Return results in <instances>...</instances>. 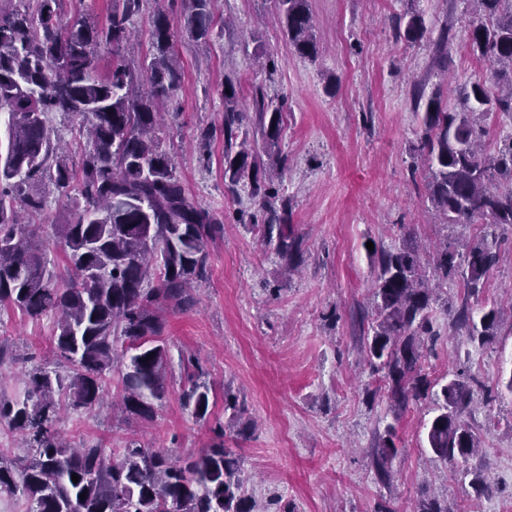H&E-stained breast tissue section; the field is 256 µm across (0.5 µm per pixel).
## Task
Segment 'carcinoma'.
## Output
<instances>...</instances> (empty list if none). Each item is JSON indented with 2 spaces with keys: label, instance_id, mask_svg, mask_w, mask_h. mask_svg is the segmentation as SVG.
Here are the masks:
<instances>
[{
  "label": "carcinoma",
  "instance_id": "obj_1",
  "mask_svg": "<svg viewBox=\"0 0 512 512\" xmlns=\"http://www.w3.org/2000/svg\"><path fill=\"white\" fill-rule=\"evenodd\" d=\"M19 2L0 5V310L33 320L53 317L54 354L70 371L36 363L25 375L23 396H0V425L19 434L30 451L24 462L0 452V495L24 502L25 512H268L247 493L240 455L226 446L251 426L234 397H226L234 425L184 458L136 441L108 455L97 444L72 448L55 429L62 406L76 413L98 406L114 374L122 412L143 422L155 419L174 383L167 314L195 304L193 284L208 279V245L224 225L190 198L155 133L161 107L183 83L174 43L180 35L208 43L217 0H184L178 16L154 11L141 91L118 59L98 76L97 49L118 50L129 40L130 21L144 0H118L104 27L88 20L62 25L60 0ZM464 2L475 5L470 50L492 69L463 87L458 109L444 105L438 89L427 98L417 90L425 112L415 151L427 166L426 197L442 223L482 224L484 231L463 253L452 242L428 259L411 242L379 253L364 353L383 373L389 399L404 408L431 386L422 359L440 336L431 315L433 282L461 276L465 297L455 323L479 341L494 335L500 319L493 305L475 317L469 299L482 292L495 265L497 229H512V137L492 157L481 149L485 118L512 112V0ZM277 10L295 52L315 58L308 0H277ZM405 16L396 21L398 38L411 44L430 38L422 14ZM433 45L435 63L448 71V30ZM223 100L224 183L232 190L250 184L265 213L262 244L290 271L299 265L302 241L288 210L276 207L273 188V172L283 167L282 106L260 102L261 142L244 138L236 150L246 113L239 108V85L230 79ZM57 114L77 120L66 147L51 126ZM52 193L71 208L69 221L58 225L65 279L40 241V225L20 222L22 213L41 216ZM179 367L183 407L197 420L208 419V373L192 357H180ZM477 385L475 378H458L435 393L427 441L443 461L466 459L478 447L463 419ZM397 454L392 438L381 441L379 478L389 476Z\"/></svg>",
  "mask_w": 512,
  "mask_h": 512
}]
</instances>
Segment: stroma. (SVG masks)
Instances as JSON below:
<instances>
[{"label": "stroma", "mask_w": 512, "mask_h": 512, "mask_svg": "<svg viewBox=\"0 0 512 512\" xmlns=\"http://www.w3.org/2000/svg\"><path fill=\"white\" fill-rule=\"evenodd\" d=\"M316 58L299 56L278 20L274 0H221L207 47L189 41L175 49L185 81L159 132L160 147L190 197L215 213L224 233L210 246V275L190 310L169 314L174 351L198 359L209 373L215 404L196 421L171 388L150 423L113 416L116 381L88 413L63 412L58 428L74 445L105 450L138 441L179 457L210 446L216 423H229L224 397L236 396L256 428L241 443L247 488L270 512H413L421 496L451 512H512V319L488 342L454 324L464 297L459 280L441 286L433 321L441 337L425 365L447 382L459 371L478 377L463 418L481 441L467 461L443 462L430 450L432 397L407 409L378 389L362 352L374 310L376 250L412 239L430 252L442 240H475L477 224L435 223L425 199L427 168L415 155L421 114L415 87L441 91L456 107L460 87L485 73L468 49L472 16L464 0H308ZM157 0L134 17L136 31L121 51L138 84H145L148 30ZM433 31L449 28L447 69L433 62L429 41L397 39L395 21L410 10ZM242 86L250 138L260 136L257 98L283 104L279 142L284 165L279 199L302 241L298 273L285 276L277 255L254 226L249 186L224 188L221 125L225 80ZM497 262L479 306L512 297V231L500 232ZM53 321L0 312V343L13 355L0 368V394L24 392V374L50 357ZM394 426L398 456L379 480L375 452ZM483 486H475L473 475Z\"/></svg>", "instance_id": "obj_1"}]
</instances>
